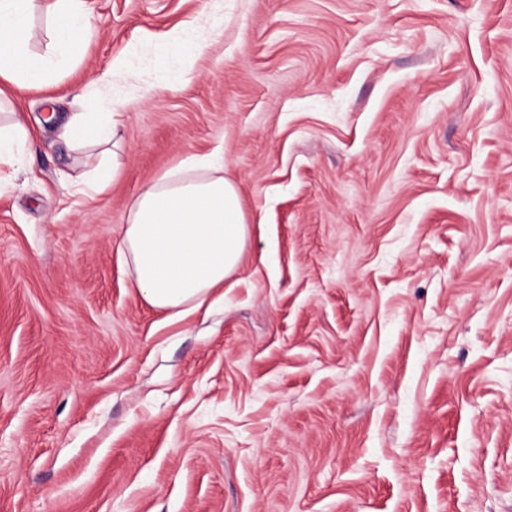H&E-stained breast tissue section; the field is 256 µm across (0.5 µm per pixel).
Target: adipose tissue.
<instances>
[{
	"label": "adipose tissue",
	"instance_id": "obj_1",
	"mask_svg": "<svg viewBox=\"0 0 512 512\" xmlns=\"http://www.w3.org/2000/svg\"><path fill=\"white\" fill-rule=\"evenodd\" d=\"M34 0H0V100L5 86L33 89L67 63L89 32L82 0H53L52 53L29 50ZM112 114L71 116L63 134L76 147L119 146ZM249 226L236 184L222 176L166 174L134 199L120 249L142 299L182 318L223 288L245 251Z\"/></svg>",
	"mask_w": 512,
	"mask_h": 512
}]
</instances>
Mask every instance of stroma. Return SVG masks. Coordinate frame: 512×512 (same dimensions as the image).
<instances>
[{"instance_id":"1","label":"stroma","mask_w":512,"mask_h":512,"mask_svg":"<svg viewBox=\"0 0 512 512\" xmlns=\"http://www.w3.org/2000/svg\"><path fill=\"white\" fill-rule=\"evenodd\" d=\"M84 3L0 104V512H512V0ZM90 98L102 191L60 137ZM216 155L250 236L172 320L118 245ZM116 113L80 112L71 116L63 125V135L69 142L79 148L100 147L112 144V165L99 162L92 170V180L96 189L106 187L119 173L117 152L120 140L117 138L118 121ZM27 136L20 122L0 126V165H13L17 161V155L24 147Z\"/></svg>"}]
</instances>
